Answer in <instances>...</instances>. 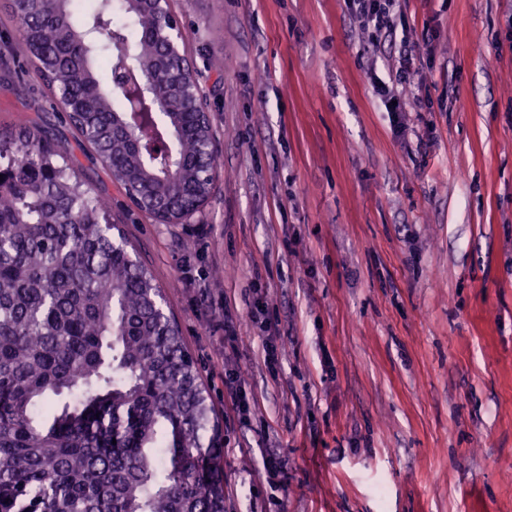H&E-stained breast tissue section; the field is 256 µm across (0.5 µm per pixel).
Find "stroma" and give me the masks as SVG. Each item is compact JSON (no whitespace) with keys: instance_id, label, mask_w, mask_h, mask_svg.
I'll list each match as a JSON object with an SVG mask.
<instances>
[{"instance_id":"obj_1","label":"stroma","mask_w":512,"mask_h":512,"mask_svg":"<svg viewBox=\"0 0 512 512\" xmlns=\"http://www.w3.org/2000/svg\"><path fill=\"white\" fill-rule=\"evenodd\" d=\"M170 5L211 114L208 200L162 224L76 160L208 390L224 512H512V0H405L427 51L399 120L346 0ZM12 8L0 125L73 145Z\"/></svg>"}]
</instances>
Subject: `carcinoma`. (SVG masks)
Masks as SVG:
<instances>
[{
  "label": "carcinoma",
  "instance_id": "obj_1",
  "mask_svg": "<svg viewBox=\"0 0 512 512\" xmlns=\"http://www.w3.org/2000/svg\"><path fill=\"white\" fill-rule=\"evenodd\" d=\"M117 7L130 25L111 24ZM12 21L112 182L172 208L206 202L212 130L186 123L176 92L147 111L162 17L139 0H95L81 17L74 0H42ZM119 64L142 85L137 155L112 129L130 100L99 77ZM68 153L26 123L0 131V512H224L223 448L195 362Z\"/></svg>",
  "mask_w": 512,
  "mask_h": 512
}]
</instances>
